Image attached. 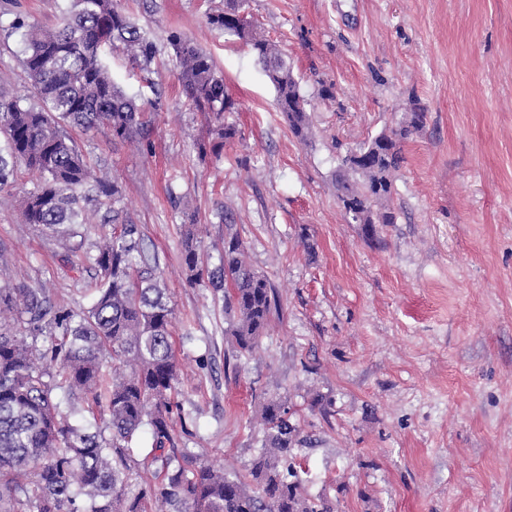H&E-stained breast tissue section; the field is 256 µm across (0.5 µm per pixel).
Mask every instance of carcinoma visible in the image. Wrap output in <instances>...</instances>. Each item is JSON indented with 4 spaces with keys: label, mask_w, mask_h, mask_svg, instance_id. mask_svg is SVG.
Masks as SVG:
<instances>
[{
    "label": "carcinoma",
    "mask_w": 512,
    "mask_h": 512,
    "mask_svg": "<svg viewBox=\"0 0 512 512\" xmlns=\"http://www.w3.org/2000/svg\"><path fill=\"white\" fill-rule=\"evenodd\" d=\"M207 23L251 48L292 132L308 140V100L288 56L248 18L247 0H224ZM15 28L25 29L21 77L37 103H26L0 78V191L17 182L21 168L35 174L36 185L23 200L25 221L80 254L85 276L79 292L91 303L61 304L43 287L0 288V512H318L298 476L297 427L279 400L264 407L266 451L254 460L250 483L206 463L173 466L162 455L174 444L178 407L174 309L161 285L158 256L145 252L138 225L115 208L118 182L94 176L68 132L105 127L114 141L150 148V120L115 83L102 52L116 45L146 67L153 43L116 0H72L51 30L29 27L20 17ZM169 44L188 99L212 124L210 139L196 143L203 159L215 150L213 139L238 135L236 126L224 123L235 103L209 54L176 32ZM425 118L413 102L389 133L357 149L361 160L352 152L342 159L336 191L347 217L374 212L381 223H394L402 143ZM90 202L100 225L111 230L85 251ZM187 220L182 257L189 282L224 289L225 308L233 313L230 335L240 354H251L275 310L272 287L230 232L220 275L204 278L195 218ZM41 336L50 337L45 348L37 346ZM100 420L111 438L102 434ZM144 426L154 439L152 461L162 462L164 474L131 497L124 468Z\"/></svg>",
    "instance_id": "carcinoma-1"
}]
</instances>
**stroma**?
<instances>
[{
  "label": "stroma",
  "instance_id": "stroma-1",
  "mask_svg": "<svg viewBox=\"0 0 512 512\" xmlns=\"http://www.w3.org/2000/svg\"><path fill=\"white\" fill-rule=\"evenodd\" d=\"M118 4L156 48L145 71L104 51L152 120L151 148L103 127L71 134L121 185L119 209L160 259L178 360L174 462L248 476L262 409L282 399L321 512H512V0H249L309 101L305 142L250 48L208 25L224 0ZM69 5L0 0V74L18 95L29 90L15 17L50 27ZM174 31L212 56L235 103L224 120L236 138L203 160L207 128L179 80ZM412 99L426 120L403 145L395 221L369 239L344 217L336 171ZM32 180L21 172L0 192V284L88 306L78 258L20 215ZM189 212L204 267L220 266L230 231L274 288L279 311L252 355H235L223 292L187 280Z\"/></svg>",
  "mask_w": 512,
  "mask_h": 512
}]
</instances>
